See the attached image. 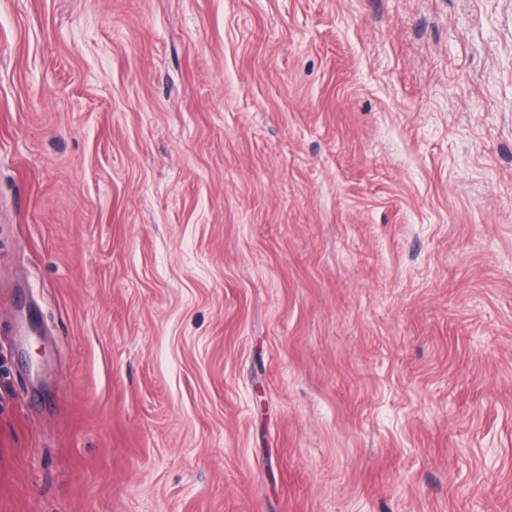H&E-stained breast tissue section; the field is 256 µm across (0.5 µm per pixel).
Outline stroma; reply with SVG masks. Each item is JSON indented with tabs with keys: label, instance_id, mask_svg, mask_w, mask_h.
<instances>
[{
	"label": "stroma",
	"instance_id": "obj_1",
	"mask_svg": "<svg viewBox=\"0 0 512 512\" xmlns=\"http://www.w3.org/2000/svg\"><path fill=\"white\" fill-rule=\"evenodd\" d=\"M0 512H512V0H0Z\"/></svg>",
	"mask_w": 512,
	"mask_h": 512
}]
</instances>
